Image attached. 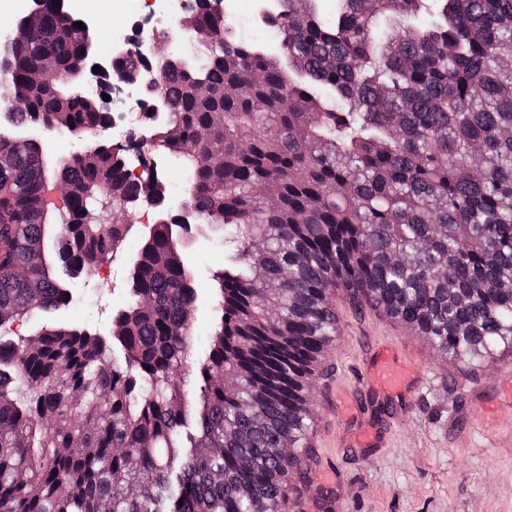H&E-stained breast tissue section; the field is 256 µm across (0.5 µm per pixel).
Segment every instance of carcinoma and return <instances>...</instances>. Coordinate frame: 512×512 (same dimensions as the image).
<instances>
[{"instance_id": "obj_1", "label": "carcinoma", "mask_w": 512, "mask_h": 512, "mask_svg": "<svg viewBox=\"0 0 512 512\" xmlns=\"http://www.w3.org/2000/svg\"><path fill=\"white\" fill-rule=\"evenodd\" d=\"M316 2L275 0L278 56L198 3L190 54L111 70L158 73L146 103L166 120L138 122L187 169L177 204L113 151L76 19L45 0L3 51L0 330L67 306L58 268L123 253L144 202L222 229L234 263L200 340L196 269L166 223L108 335H0V512H281L340 288L471 370L512 349V0H336L331 20ZM43 58L56 71L36 84ZM30 126L91 138L51 170Z\"/></svg>"}]
</instances>
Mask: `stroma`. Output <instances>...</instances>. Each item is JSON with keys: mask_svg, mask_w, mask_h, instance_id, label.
<instances>
[{"mask_svg": "<svg viewBox=\"0 0 512 512\" xmlns=\"http://www.w3.org/2000/svg\"><path fill=\"white\" fill-rule=\"evenodd\" d=\"M137 0H96L92 54L113 55L112 30L151 24ZM198 266L194 335L215 322L213 272L231 254L210 226L192 225L187 244ZM130 259L123 256L74 281L57 315L108 333L127 301ZM335 305L341 333L325 349L306 391L315 430L302 476H291L283 512H512V402L502 393L508 351L465 373L403 325L358 309L344 294ZM382 356L425 380L418 389L370 386L369 362Z\"/></svg>", "mask_w": 512, "mask_h": 512, "instance_id": "obj_1", "label": "stroma"}]
</instances>
